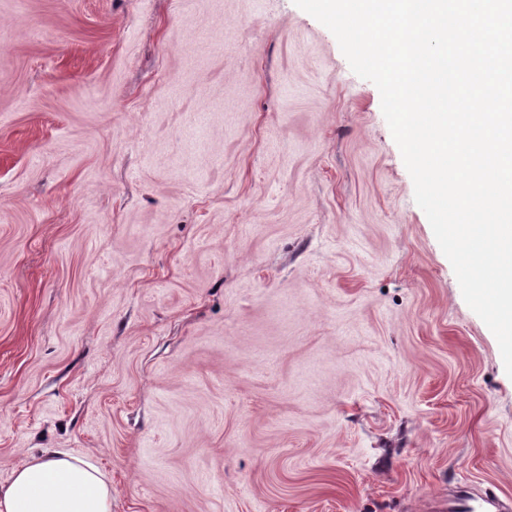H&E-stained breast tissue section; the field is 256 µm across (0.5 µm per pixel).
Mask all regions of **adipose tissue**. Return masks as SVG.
Masks as SVG:
<instances>
[{"label":"adipose tissue","mask_w":512,"mask_h":512,"mask_svg":"<svg viewBox=\"0 0 512 512\" xmlns=\"http://www.w3.org/2000/svg\"><path fill=\"white\" fill-rule=\"evenodd\" d=\"M0 512H112V489L96 463L54 450L0 487Z\"/></svg>","instance_id":"obj_1"}]
</instances>
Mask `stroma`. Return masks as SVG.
<instances>
[{
    "label": "stroma",
    "mask_w": 512,
    "mask_h": 512,
    "mask_svg": "<svg viewBox=\"0 0 512 512\" xmlns=\"http://www.w3.org/2000/svg\"><path fill=\"white\" fill-rule=\"evenodd\" d=\"M112 512L512 497V378L381 110L293 0H0V486ZM1 512H112V489L90 459L52 450L33 456L0 487Z\"/></svg>",
    "instance_id": "obj_1"
}]
</instances>
